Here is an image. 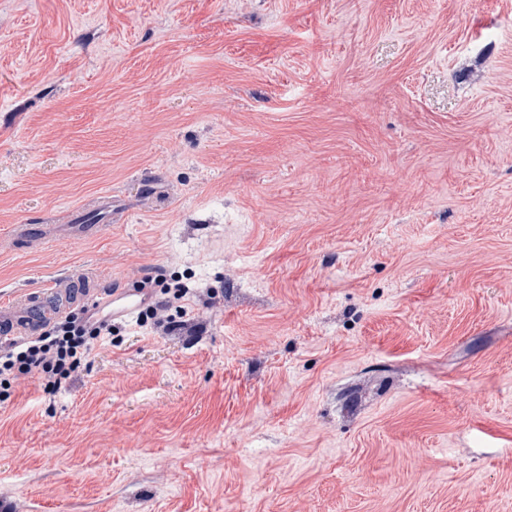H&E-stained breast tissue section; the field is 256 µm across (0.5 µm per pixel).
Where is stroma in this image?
I'll list each match as a JSON object with an SVG mask.
<instances>
[{"label":"stroma","instance_id":"35a3bbf8","mask_svg":"<svg viewBox=\"0 0 512 512\" xmlns=\"http://www.w3.org/2000/svg\"><path fill=\"white\" fill-rule=\"evenodd\" d=\"M176 279L188 295L166 294ZM0 512H512V0H0ZM28 321H20V319H15L14 310H3L1 311L0 318V343L7 344L13 342L21 335H25L30 330V324L37 321L35 319V315L33 314V307L28 306ZM111 333L110 318L91 320V317L67 316L35 340L15 346L3 355L1 353V390H9L15 369L38 374L45 379L46 387L53 390L60 388L81 364L90 340Z\"/></svg>","mask_w":512,"mask_h":512}]
</instances>
